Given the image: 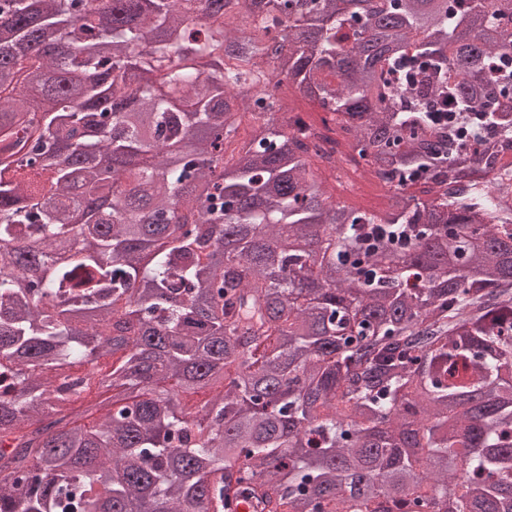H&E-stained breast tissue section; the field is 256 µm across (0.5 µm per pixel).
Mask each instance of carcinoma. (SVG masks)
I'll return each instance as SVG.
<instances>
[{
	"label": "carcinoma",
	"mask_w": 512,
	"mask_h": 512,
	"mask_svg": "<svg viewBox=\"0 0 512 512\" xmlns=\"http://www.w3.org/2000/svg\"><path fill=\"white\" fill-rule=\"evenodd\" d=\"M510 20L0 0V512H512ZM506 146L504 150L498 152L497 159L493 165L491 177L500 185L501 188L507 189L512 195V150ZM342 186L336 185V200L337 201H364V199L371 200L376 194H379V189L370 185L367 177L362 175L359 171L351 178L347 179L345 176L342 178Z\"/></svg>",
	"instance_id": "cac0c4a2"
}]
</instances>
